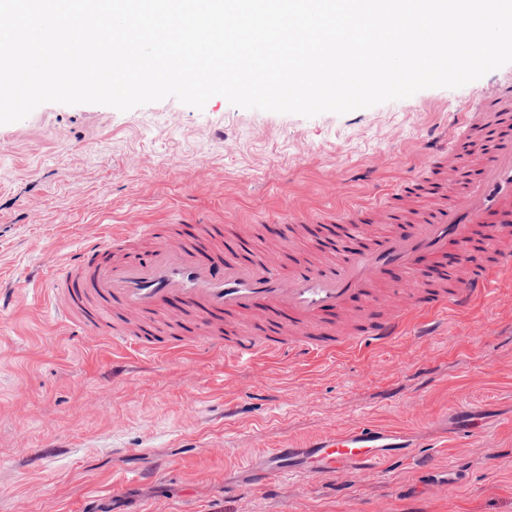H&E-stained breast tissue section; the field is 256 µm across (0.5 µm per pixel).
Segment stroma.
Wrapping results in <instances>:
<instances>
[{"mask_svg": "<svg viewBox=\"0 0 512 512\" xmlns=\"http://www.w3.org/2000/svg\"><path fill=\"white\" fill-rule=\"evenodd\" d=\"M498 79L310 118L169 97L125 112L45 103L0 125V282L13 295L0 312V512H512V270L430 334L252 365L73 335L40 289L85 243L133 224H220L225 248L322 260L314 226L278 216L308 220L411 175ZM460 408L485 434L447 435ZM362 423L426 447L427 475L403 461L348 483L251 488L270 449ZM445 476L456 484L441 495Z\"/></svg>", "mask_w": 512, "mask_h": 512, "instance_id": "1", "label": "stroma"}]
</instances>
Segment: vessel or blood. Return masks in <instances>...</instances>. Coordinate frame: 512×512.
I'll use <instances>...</instances> for the list:
<instances>
[{"instance_id":"obj_1","label":"vessel or blood","mask_w":512,"mask_h":512,"mask_svg":"<svg viewBox=\"0 0 512 512\" xmlns=\"http://www.w3.org/2000/svg\"><path fill=\"white\" fill-rule=\"evenodd\" d=\"M457 135L425 157L420 173L370 204L337 208L316 225L329 239L354 237L362 224H396L339 258L289 264L281 251L246 258L214 249L216 225L172 236L155 224L130 227L84 246L55 277L49 296L72 332L106 336L113 347L144 352L231 351L239 361L265 356L294 361L330 358L375 341L397 340L409 324L434 329L442 314L486 296L498 267L512 265V74L492 101L466 100L455 118ZM447 183L424 180L435 166ZM454 191L448 206L421 210L409 220L405 201L424 191ZM152 239L147 260H112ZM398 271V287L378 285ZM380 317H372V310ZM402 457L428 469L425 455L400 434L370 424L331 432L300 448H275L255 481L276 487L286 474L347 478L360 466L381 471Z\"/></svg>"}]
</instances>
